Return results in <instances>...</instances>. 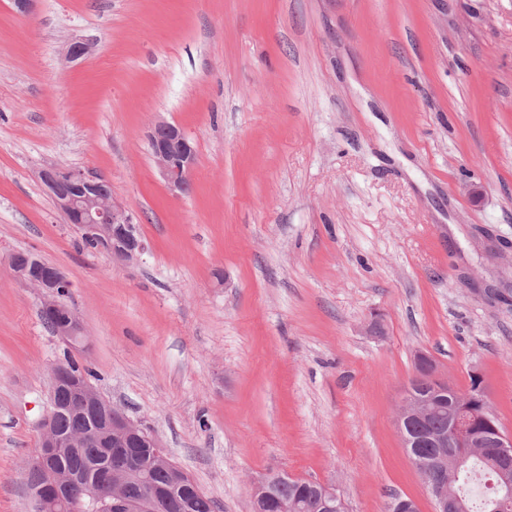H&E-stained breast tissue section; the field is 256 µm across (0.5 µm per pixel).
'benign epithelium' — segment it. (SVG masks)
<instances>
[{
	"instance_id": "7a95c632",
	"label": "benign epithelium",
	"mask_w": 512,
	"mask_h": 512,
	"mask_svg": "<svg viewBox=\"0 0 512 512\" xmlns=\"http://www.w3.org/2000/svg\"><path fill=\"white\" fill-rule=\"evenodd\" d=\"M92 46L86 41L75 39L68 44L66 55L77 60L89 55ZM152 154L158 171L167 188L174 194H185L191 188L190 174L195 164L196 151L185 132L168 122L155 124L150 135ZM40 179L66 215L68 223L74 225L81 235L93 237L100 242V248H112V256L131 263L145 252L146 244L134 224L126 207L114 197L98 195L96 188L104 176L91 169H44ZM16 278L25 285L39 290L42 314L56 315L60 305L56 301L58 288L66 283L61 270L55 266L46 267L38 278L33 279L24 271L15 272ZM56 335L64 342L74 345L83 339L80 318L70 310L63 311V319ZM52 384L56 387L72 384L83 395L93 386L72 376L69 369L56 365L51 369ZM93 403L101 417L102 433L114 448L117 462L102 470L95 487L82 495L72 496L70 490L75 480L56 471L52 462L58 451V439L52 429V416L47 413L38 423L42 433L36 460L29 471L30 486L39 505V512H81L86 504L98 512H127L129 499L128 484L140 478L132 468L133 456L141 445L152 448L156 458L164 464L169 475L168 486L149 482L140 501V512H156L163 505L169 509L176 504L169 498L172 489L185 484L190 477L169 457L154 432L141 422L131 419L123 410L112 405L100 394L92 395ZM433 416V410L426 404L404 398L396 418V426L402 441H408V432L414 426L422 427ZM486 427L495 433L489 443L475 441L473 448L490 446V451L502 459H512V439L505 436L488 415L482 416ZM474 418L461 414L449 425L448 432L428 438L435 452L425 459L420 468L421 478L427 486L433 501L434 512H448V491L445 480L448 457L444 448L452 441H463ZM288 474L269 473L252 484L251 500L253 512H269L273 481L286 479Z\"/></svg>"
}]
</instances>
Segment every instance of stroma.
Instances as JSON below:
<instances>
[{"instance_id":"stroma-1","label":"stroma","mask_w":512,"mask_h":512,"mask_svg":"<svg viewBox=\"0 0 512 512\" xmlns=\"http://www.w3.org/2000/svg\"><path fill=\"white\" fill-rule=\"evenodd\" d=\"M162 120L196 150L185 195ZM49 167L104 175L137 263L83 248ZM17 251L70 281L83 345L44 328ZM68 354L220 512L271 470L434 512L396 428L418 355L480 375L512 435V0H0V512H37ZM152 154L158 171L173 194H185L191 188L190 174L196 151L185 132L168 122L159 121L150 135Z\"/></svg>"}]
</instances>
